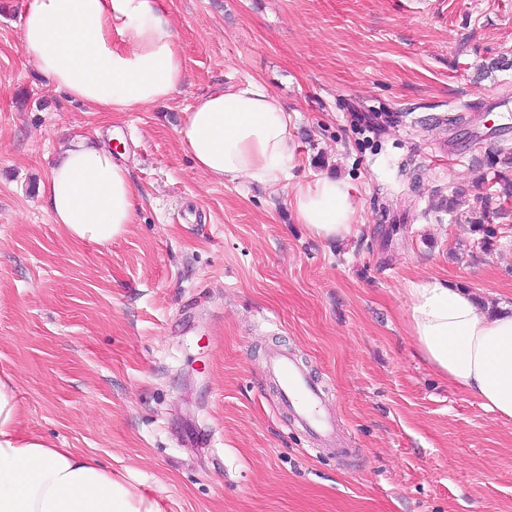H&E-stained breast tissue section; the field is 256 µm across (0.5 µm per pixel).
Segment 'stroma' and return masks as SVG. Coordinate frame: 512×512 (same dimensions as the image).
Instances as JSON below:
<instances>
[{
	"label": "stroma",
	"mask_w": 512,
	"mask_h": 512,
	"mask_svg": "<svg viewBox=\"0 0 512 512\" xmlns=\"http://www.w3.org/2000/svg\"><path fill=\"white\" fill-rule=\"evenodd\" d=\"M23 5L0 0V368L24 430L108 462L167 512H512V424L418 358L404 291L433 275L512 305V203L485 191L512 118L483 116L492 140L467 122L512 97V0H165L184 84L120 114L40 74ZM249 79L290 116L279 185L204 176L178 140L198 96ZM115 127L136 222L106 248L73 242L50 171ZM322 176L358 206L341 243L288 203ZM273 349L323 386L349 454L311 450L277 407Z\"/></svg>",
	"instance_id": "stroma-1"
}]
</instances>
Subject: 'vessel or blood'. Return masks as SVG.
Here are the masks:
<instances>
[{
    "mask_svg": "<svg viewBox=\"0 0 512 512\" xmlns=\"http://www.w3.org/2000/svg\"><path fill=\"white\" fill-rule=\"evenodd\" d=\"M265 369L277 389L278 404L285 409L314 443L336 447V423L324 412L323 389L288 352L273 349L265 359Z\"/></svg>",
    "mask_w": 512,
    "mask_h": 512,
    "instance_id": "obj_1",
    "label": "vessel or blood"
}]
</instances>
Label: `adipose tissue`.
Returning <instances> with one entry per match:
<instances>
[{
	"label": "adipose tissue",
	"instance_id": "1",
	"mask_svg": "<svg viewBox=\"0 0 512 512\" xmlns=\"http://www.w3.org/2000/svg\"><path fill=\"white\" fill-rule=\"evenodd\" d=\"M20 42L57 88L100 112L168 100L184 80L163 0H25ZM177 134L196 169L217 180L278 183L294 160L290 118L254 80L198 97ZM48 204L71 240L100 247L135 220L129 173L104 143L84 141L62 153L49 175ZM290 205L318 239L341 241L354 229L357 206L342 181L324 176L297 187ZM405 293L419 356L511 424L512 308L485 309L438 276L408 281ZM16 384L13 373L0 371V512H162L104 460L26 433Z\"/></svg>",
	"mask_w": 512,
	"mask_h": 512
}]
</instances>
